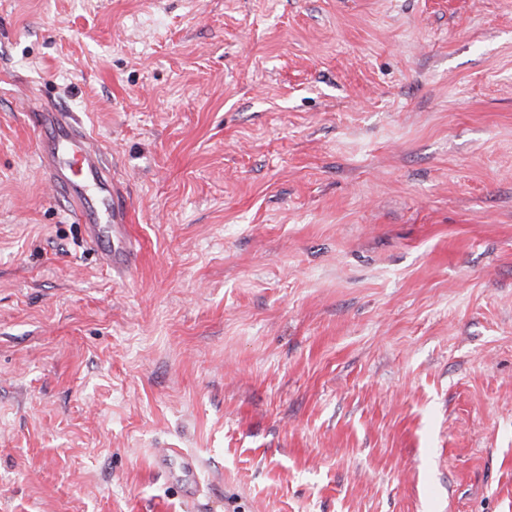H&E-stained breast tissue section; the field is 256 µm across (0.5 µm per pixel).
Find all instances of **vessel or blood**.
<instances>
[{"mask_svg":"<svg viewBox=\"0 0 512 512\" xmlns=\"http://www.w3.org/2000/svg\"><path fill=\"white\" fill-rule=\"evenodd\" d=\"M29 120L38 133L39 165L65 199L69 216L92 243L100 245L106 266L124 275L135 246L127 232L129 212L123 192L105 156L74 113L47 107L30 112ZM175 460L187 474L197 465L179 448L159 449L155 458L164 468Z\"/></svg>","mask_w":512,"mask_h":512,"instance_id":"obj_1","label":"vessel or blood"}]
</instances>
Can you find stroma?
Wrapping results in <instances>:
<instances>
[{"label":"stroma","instance_id":"obj_1","mask_svg":"<svg viewBox=\"0 0 512 512\" xmlns=\"http://www.w3.org/2000/svg\"><path fill=\"white\" fill-rule=\"evenodd\" d=\"M0 512H512V0H0ZM39 138V166L67 203L68 215L101 248L117 275L129 269L135 246L128 236L129 212L106 157L73 112L47 107L28 114ZM173 460H179L185 474L194 472L197 460L186 455L181 448H160L155 461L162 468H168Z\"/></svg>","mask_w":512,"mask_h":512}]
</instances>
